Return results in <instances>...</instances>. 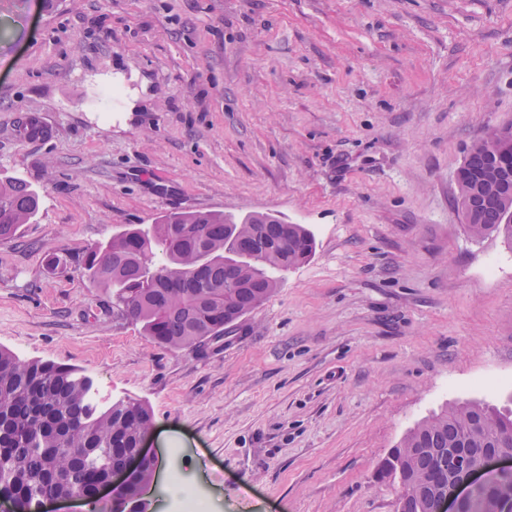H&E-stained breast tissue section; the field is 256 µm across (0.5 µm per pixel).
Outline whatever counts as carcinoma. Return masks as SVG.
I'll return each mask as SVG.
<instances>
[{
    "label": "carcinoma",
    "instance_id": "carcinoma-1",
    "mask_svg": "<svg viewBox=\"0 0 512 512\" xmlns=\"http://www.w3.org/2000/svg\"><path fill=\"white\" fill-rule=\"evenodd\" d=\"M512 124L469 149L456 175L467 230L512 241ZM39 210V193L20 178H0V244L11 243ZM311 231L272 214L242 218L222 212L160 216L147 228L131 224L77 260L83 276L112 294V307L155 344L192 350L224 336L278 288V273L307 261ZM93 380L76 366L22 361L0 348V485L18 512H36L66 489L95 493L109 469L138 447L152 424L150 406L120 399L93 402ZM96 448L94 456L83 453ZM490 453L512 458V410L468 402L415 424L383 461L379 475L397 486L398 512H439L457 458L470 464ZM146 459L119 492L133 502L153 480ZM464 512H512V473L487 474Z\"/></svg>",
    "mask_w": 512,
    "mask_h": 512
}]
</instances>
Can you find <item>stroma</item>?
<instances>
[{
    "mask_svg": "<svg viewBox=\"0 0 512 512\" xmlns=\"http://www.w3.org/2000/svg\"><path fill=\"white\" fill-rule=\"evenodd\" d=\"M14 9L0 177L40 208L0 245V346L146 402L149 448L207 512H397L378 468L417 421L512 408V245L468 235L456 183L512 122V0ZM31 113L47 139H22ZM177 211L270 213L315 251L223 338L170 351L75 259Z\"/></svg>",
    "mask_w": 512,
    "mask_h": 512,
    "instance_id": "stroma-1",
    "label": "stroma"
}]
</instances>
